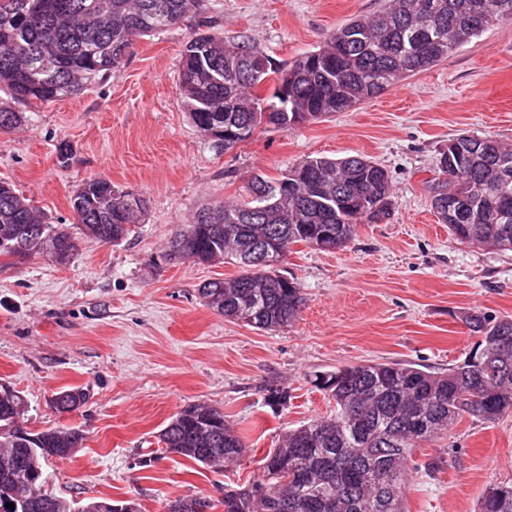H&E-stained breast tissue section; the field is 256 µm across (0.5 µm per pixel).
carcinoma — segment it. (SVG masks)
Here are the masks:
<instances>
[{
  "label": "carcinoma",
  "instance_id": "cac0c4a2",
  "mask_svg": "<svg viewBox=\"0 0 512 512\" xmlns=\"http://www.w3.org/2000/svg\"><path fill=\"white\" fill-rule=\"evenodd\" d=\"M204 0H0V85L18 103H47L76 96L86 82L121 66L139 38L200 15ZM512 20V0H388L375 15L352 18L315 51L323 59H295L267 74L292 91L288 112L277 95L262 98L244 74L266 55L245 41H226L209 31L186 44L181 89L195 126L224 146V127L250 119L288 130L299 115L316 121L373 99L403 79L448 59L459 46L495 22ZM268 120H263L264 114ZM23 113L0 101V129L22 122ZM455 149L470 155L469 179L439 152L438 177L430 190L438 220L458 239L512 251V148L491 137L459 134ZM316 173L317 194L281 197L286 175H258L239 203L200 209L193 223L167 246L171 261L230 263L241 268L229 282L211 280L198 289L206 306L233 322L273 330L297 318L306 298L300 284L275 263L250 264L245 252L224 251V237L242 246L290 251L311 245L330 228L346 244L357 225L371 224L378 205L390 216L391 180L385 168L362 157L307 158L297 163ZM470 194L459 214L436 197ZM75 223L104 243L127 240L146 201L112 187L104 177L85 180L70 197ZM76 238L63 224H49L9 183L0 181V256L41 254L58 264L74 256ZM481 336L475 354L446 372L407 363H363L318 374L336 412L285 432L262 459L261 478L224 490V512H405L408 462L421 443L433 441L469 416L493 422L512 413V320L475 311L465 317ZM88 398L79 388L54 395L68 413ZM28 405L20 392L0 388V512H112V502L90 499L78 506L32 481L50 449L78 448L77 429L29 431ZM165 451L217 471L242 457L246 445L224 413L206 405L178 412L160 433ZM481 512H512V485L490 488Z\"/></svg>",
  "mask_w": 512,
  "mask_h": 512
}]
</instances>
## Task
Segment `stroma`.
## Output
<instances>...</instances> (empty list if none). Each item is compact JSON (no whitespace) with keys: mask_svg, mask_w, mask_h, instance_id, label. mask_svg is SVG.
I'll return each instance as SVG.
<instances>
[{"mask_svg":"<svg viewBox=\"0 0 512 512\" xmlns=\"http://www.w3.org/2000/svg\"><path fill=\"white\" fill-rule=\"evenodd\" d=\"M382 5L205 0L202 19L138 38L119 68L0 130V180L49 223L78 233L70 198L92 176L147 202L126 241L80 239L68 264L0 257V381L25 396L29 431L85 436L70 457L44 463L46 489L71 502L131 498L140 512L204 496L224 512L225 488L255 480L285 430L334 414L317 374L367 362L442 372L478 345L468 313L512 318V252L457 240L434 215L429 188L449 138L512 144V21L348 111L287 131L264 125L229 149L203 136L184 106L182 52L200 20L285 67ZM351 155L388 171L391 214L358 225L339 249L292 247L280 270L297 279L306 302L288 327L260 331L202 303L200 286L235 278L237 266L165 261L169 240L201 207L242 200L254 176L279 177L309 156ZM271 383L287 391V405L269 404ZM72 387L87 390V402L57 413L52 396ZM198 403L223 412L244 437V456L224 472L159 441L173 415ZM414 458L434 467L409 477L407 512H479L489 487L512 482V414L464 419Z\"/></svg>","mask_w":512,"mask_h":512,"instance_id":"stroma-1","label":"stroma"}]
</instances>
